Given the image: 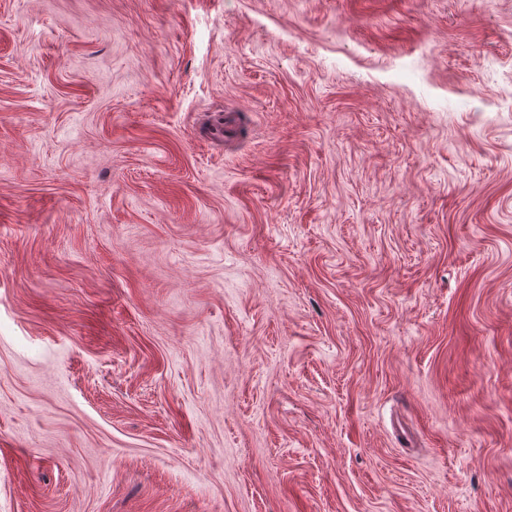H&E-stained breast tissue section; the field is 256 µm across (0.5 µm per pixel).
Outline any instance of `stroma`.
<instances>
[{
    "instance_id": "35a3bbf8",
    "label": "stroma",
    "mask_w": 512,
    "mask_h": 512,
    "mask_svg": "<svg viewBox=\"0 0 512 512\" xmlns=\"http://www.w3.org/2000/svg\"><path fill=\"white\" fill-rule=\"evenodd\" d=\"M0 512H512V0H0Z\"/></svg>"
}]
</instances>
